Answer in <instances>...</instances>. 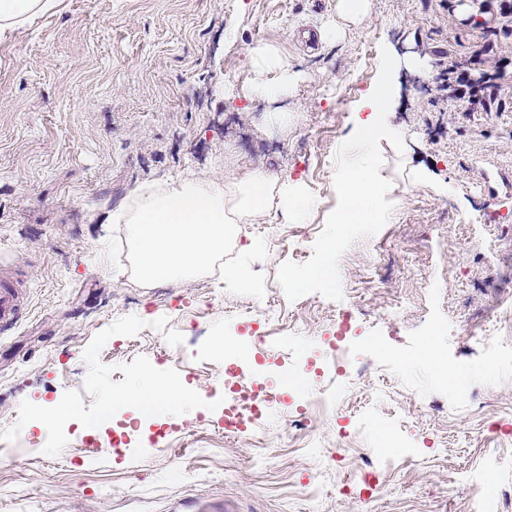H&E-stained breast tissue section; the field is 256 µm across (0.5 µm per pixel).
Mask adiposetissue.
Here are the masks:
<instances>
[{
	"instance_id": "1",
	"label": "adipose tissue",
	"mask_w": 512,
	"mask_h": 512,
	"mask_svg": "<svg viewBox=\"0 0 512 512\" xmlns=\"http://www.w3.org/2000/svg\"><path fill=\"white\" fill-rule=\"evenodd\" d=\"M59 6L60 0H0V39L14 37ZM254 58L259 71L273 69L278 73L276 80L256 82L254 95L263 100L284 95L293 82L287 66L266 48L256 49ZM274 196L279 198L282 210L299 222L314 206L307 194L276 185L271 175L257 169L244 180L195 178L176 184H143L131 205L112 214L110 220L127 225L143 277L184 276L205 267L223 249L230 225L248 223ZM131 401L162 404L172 415L180 413L182 404L174 388L162 385L148 372L137 376L130 393L109 397L104 411L112 413Z\"/></svg>"
}]
</instances>
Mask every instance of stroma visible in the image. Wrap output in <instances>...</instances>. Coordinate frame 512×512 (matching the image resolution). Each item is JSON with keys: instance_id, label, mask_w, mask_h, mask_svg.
Segmentation results:
<instances>
[{"instance_id": "stroma-1", "label": "stroma", "mask_w": 512, "mask_h": 512, "mask_svg": "<svg viewBox=\"0 0 512 512\" xmlns=\"http://www.w3.org/2000/svg\"><path fill=\"white\" fill-rule=\"evenodd\" d=\"M371 2L311 52L300 32L336 0H61L0 41V268L27 285L0 328V512H473L467 471L512 490V321L492 364L455 332L512 296V14ZM257 47L297 78L270 102L250 95ZM384 49L405 143L379 145L393 218L342 255L341 301H288L278 268L311 257L337 204L336 151ZM452 65L490 74L483 107L446 94ZM256 168L317 198L305 223L271 206L206 269L140 279L108 221L138 186ZM219 336L250 353L227 362ZM228 366L271 408L259 429L224 431ZM145 371L178 387L179 416L104 415Z\"/></svg>"}]
</instances>
